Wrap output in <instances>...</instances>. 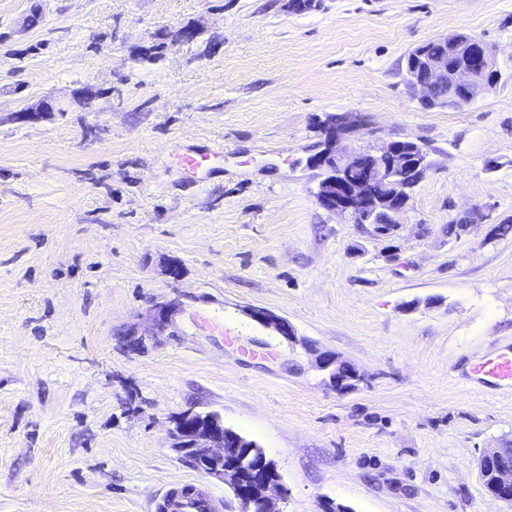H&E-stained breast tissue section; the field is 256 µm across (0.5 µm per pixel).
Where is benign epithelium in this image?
I'll use <instances>...</instances> for the list:
<instances>
[{
    "instance_id": "7a95c632",
    "label": "benign epithelium",
    "mask_w": 512,
    "mask_h": 512,
    "mask_svg": "<svg viewBox=\"0 0 512 512\" xmlns=\"http://www.w3.org/2000/svg\"><path fill=\"white\" fill-rule=\"evenodd\" d=\"M461 42L469 48L466 63L450 71L448 60L431 58L426 61L421 74L410 78L408 89L422 108L437 107L435 87L438 85L448 84L456 94V100L463 106H469L505 80L494 50L482 39L459 33L441 40L447 46ZM368 135L369 129L360 123L356 115L338 113L328 122L325 148L319 156L322 162L329 163L335 170V178L333 190L318 188V202L328 210L349 215L355 224L368 223L374 206L375 181L387 183L405 198L408 192L397 181L398 171L408 165H414L424 173L428 170L427 152L412 141L375 142L347 153L337 150L338 142L343 139L362 140ZM360 168L366 170V175L350 179L349 173ZM179 311V303L174 300L153 302L148 314V333L140 332L136 324L130 326L124 333L127 348L140 350L148 335H174ZM248 315L286 341H296L294 330L286 319L264 308H251ZM318 359L321 368L329 371L330 384L336 390H348L362 381L354 368L339 362L335 356L321 354ZM170 437L172 450L179 458L189 462L202 475L224 483L237 502L238 512H281L278 508L280 478L273 475V462L263 451L252 457L241 453L240 449L248 447V441L225 427L220 416L188 409L174 420ZM482 458L499 461L492 490L499 499L511 504L512 457H506V449L495 447L486 449Z\"/></svg>"
}]
</instances>
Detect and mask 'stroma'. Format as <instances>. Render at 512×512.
<instances>
[{
    "instance_id": "obj_1",
    "label": "stroma",
    "mask_w": 512,
    "mask_h": 512,
    "mask_svg": "<svg viewBox=\"0 0 512 512\" xmlns=\"http://www.w3.org/2000/svg\"><path fill=\"white\" fill-rule=\"evenodd\" d=\"M463 32L512 73V0H0V512H157L186 484L237 512L170 448L190 408L264 449L282 512H512L479 467L512 389L473 373L512 350V80L426 111L401 71ZM336 112L429 151L396 236L315 197ZM163 299L177 335L129 352ZM247 314L263 327L273 329L286 341H296L294 330L286 319L264 308H251ZM322 369L329 370L330 384L337 391H345L355 387L361 382V375L349 365L338 362L337 358L330 354L318 356Z\"/></svg>"
}]
</instances>
